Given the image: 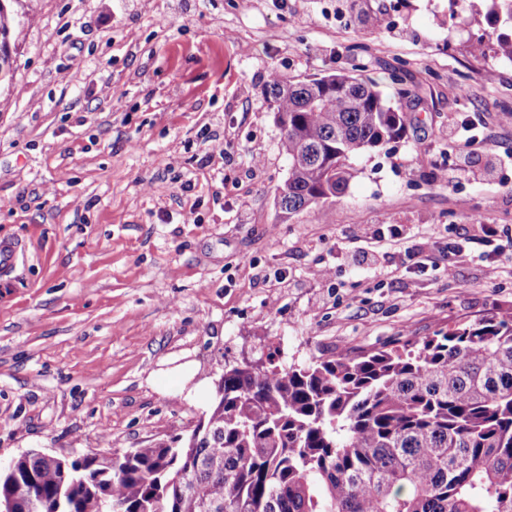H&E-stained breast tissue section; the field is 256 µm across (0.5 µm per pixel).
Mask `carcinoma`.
<instances>
[{
  "label": "carcinoma",
  "instance_id": "1",
  "mask_svg": "<svg viewBox=\"0 0 512 512\" xmlns=\"http://www.w3.org/2000/svg\"><path fill=\"white\" fill-rule=\"evenodd\" d=\"M480 54L512 62V0ZM288 215L343 194L351 158L402 137L376 86L336 72L266 84ZM199 434L117 455L28 452L0 471L17 512H512V313L304 366L224 370Z\"/></svg>",
  "mask_w": 512,
  "mask_h": 512
}]
</instances>
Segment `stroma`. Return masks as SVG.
<instances>
[{"label":"stroma","instance_id":"1","mask_svg":"<svg viewBox=\"0 0 512 512\" xmlns=\"http://www.w3.org/2000/svg\"><path fill=\"white\" fill-rule=\"evenodd\" d=\"M8 8L0 238L26 251L0 275L1 463L185 435L245 356L302 366L512 311V62L472 49L486 0ZM334 72L376 82L405 132L283 219L263 88Z\"/></svg>","mask_w":512,"mask_h":512}]
</instances>
